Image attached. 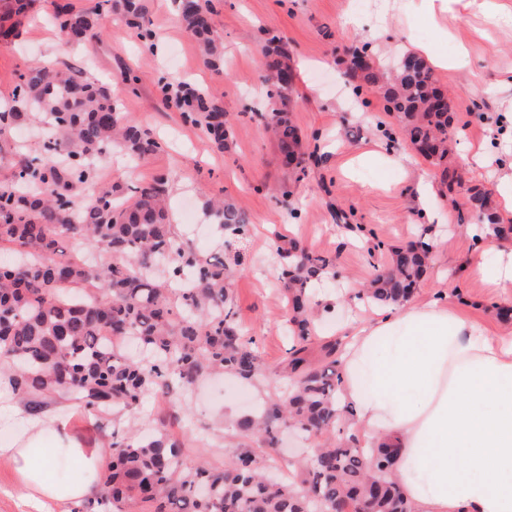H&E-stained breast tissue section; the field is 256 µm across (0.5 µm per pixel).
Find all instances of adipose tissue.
Returning <instances> with one entry per match:
<instances>
[{
  "label": "adipose tissue",
  "mask_w": 512,
  "mask_h": 512,
  "mask_svg": "<svg viewBox=\"0 0 512 512\" xmlns=\"http://www.w3.org/2000/svg\"><path fill=\"white\" fill-rule=\"evenodd\" d=\"M346 333L342 399L360 435L397 444L390 478L415 512H512V336L437 300L374 312ZM79 411L31 412L0 378V460L22 512L100 502V447L73 435ZM59 448L73 480L55 476Z\"/></svg>",
  "instance_id": "adipose-tissue-1"
}]
</instances>
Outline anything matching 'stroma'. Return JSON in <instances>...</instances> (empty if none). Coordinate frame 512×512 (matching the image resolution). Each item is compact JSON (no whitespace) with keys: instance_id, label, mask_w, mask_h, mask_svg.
Listing matches in <instances>:
<instances>
[{"instance_id":"obj_1","label":"stroma","mask_w":512,"mask_h":512,"mask_svg":"<svg viewBox=\"0 0 512 512\" xmlns=\"http://www.w3.org/2000/svg\"><path fill=\"white\" fill-rule=\"evenodd\" d=\"M142 2L144 24L156 35L155 51H145L121 20L111 19L100 41L69 50L64 58L86 77L107 82L123 111L166 143L133 167L113 156L97 178L129 185L168 178L179 232L205 256L222 252L230 237L209 220L208 200L226 196L241 205L251 228L238 242L243 262L233 285L234 310L257 345L263 374L238 382L231 395L221 392L218 379L202 380L187 404L147 394L138 413L123 415L121 428L143 432L165 419L186 444L187 464L219 465L227 453L229 420L246 413L249 402L284 391L281 367L291 343L280 283L284 260L269 249L274 238L336 259L334 274L310 285L321 303L334 308L317 323L312 357H319L325 341L341 338L354 317L372 313L370 304L351 303V287L367 284L377 267L389 263L393 249L420 240L431 255L412 302L438 297L488 332L512 335V318L500 315L512 307V294L500 295L491 285L497 253L512 248V236L491 232L478 242L458 222L470 189L498 192L512 179V0H495L492 15L455 0L447 14L434 19L425 0H210L213 35L224 44V58L215 67L183 31L170 0ZM52 9L53 0H34L32 20L20 38L0 44L1 101H11L18 75L43 63L51 50L58 36L48 21ZM348 14L356 24L345 25ZM272 35L285 45L298 74L287 106L311 155L302 172L282 165L277 139L254 118L270 108L257 72L259 50ZM365 44L384 65L424 47L448 58L449 67L435 75L458 103L456 144L448 157L461 179L454 189L404 139L379 95L361 81H343L349 50ZM126 68L138 78L137 93L126 92L118 79ZM184 84L206 90L231 117L234 134L227 147L183 122L175 97ZM478 148L486 155L481 168L468 163ZM422 179L432 189L421 195L416 187ZM284 190L290 194L286 206ZM476 255L485 267L481 276L469 270Z\"/></svg>"}]
</instances>
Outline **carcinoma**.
Returning <instances> with one entry per match:
<instances>
[{"label":"carcinoma","mask_w":512,"mask_h":512,"mask_svg":"<svg viewBox=\"0 0 512 512\" xmlns=\"http://www.w3.org/2000/svg\"><path fill=\"white\" fill-rule=\"evenodd\" d=\"M32 0H0V41L16 40ZM183 29L198 40L206 62L216 65L208 11L200 0H178ZM119 10L144 42L151 31L141 22L140 0H103L86 10L53 4V21L69 43L101 38L112 11ZM260 78L273 106L257 118L277 137L282 163L305 171L297 127L280 105L293 92L296 74L288 51L273 36ZM351 77L376 89L412 145L442 167L443 181L459 179L448 168L455 99L437 85L422 57L405 53L391 76L380 73L366 47L353 49ZM16 105L0 112V246L13 247L15 261L0 264V371L26 406L36 412L47 399L80 404L96 418L99 432L112 438V463L102 478L112 512H126L131 500L141 512H413L390 469L396 460L386 442L357 446L341 407L336 372L337 343L321 345L323 358L308 355L318 302L308 283L330 274L334 260L313 255L295 242L285 251L282 287L293 345L284 360L288 394L266 398L254 413L230 423V440L256 438L257 448L235 446L223 465H188L185 445L163 427L149 433L107 432L108 415L131 414L147 393L186 398L205 374L228 373L250 382L262 375L255 341L233 311L231 284L239 262L197 253L180 241L168 217L167 182L136 186L99 183L98 165L114 149L133 161L161 149L108 87L62 65L35 66L18 75ZM183 120L203 128L224 146L230 122L202 92L178 100ZM32 119L41 124L38 148L26 150L12 130ZM477 219L502 231L490 190L468 197ZM222 230L241 237L248 231L245 210L229 200L210 204ZM72 240L107 255L101 266L80 250L64 252ZM429 249L411 244L393 252L362 295L378 306L407 301L427 270ZM320 445L303 464L299 478L269 473L272 452L285 428Z\"/></svg>","instance_id":"cac0c4a2"}]
</instances>
